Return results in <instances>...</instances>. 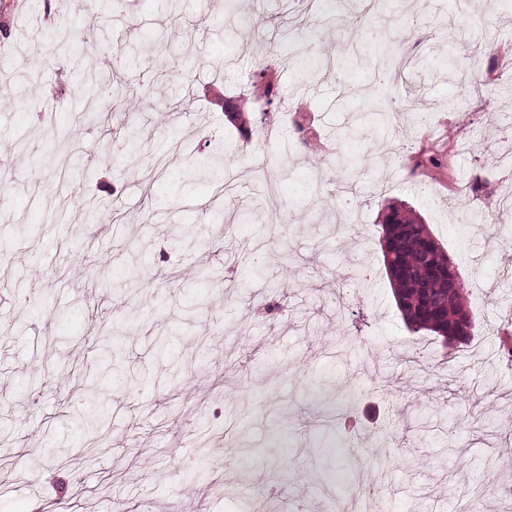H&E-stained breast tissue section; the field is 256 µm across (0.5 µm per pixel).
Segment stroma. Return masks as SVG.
<instances>
[{
	"label": "stroma",
	"instance_id": "stroma-1",
	"mask_svg": "<svg viewBox=\"0 0 512 512\" xmlns=\"http://www.w3.org/2000/svg\"><path fill=\"white\" fill-rule=\"evenodd\" d=\"M78 3L53 0L45 16L0 0V158L16 169L0 186V512H241L272 485L301 493L285 512H512V470L498 463L512 448V370L496 337L512 318V225L492 240L472 214L496 208L472 188L494 186L498 157L512 152V80L479 97L455 91L461 44L512 59V11L471 0L466 18L453 0H393L378 25L413 54L395 77L362 49L358 0H319L312 14L295 0H240L232 43L200 0L175 11L128 0L120 14ZM424 13L442 15L440 28L417 23ZM60 20L101 52L61 61L40 38ZM283 24L321 37L345 79L284 65ZM88 68L124 88L95 130L75 112L85 91L74 77ZM263 68L280 92L264 110L251 98ZM365 97L414 110L348 141ZM230 112L252 125L251 141ZM41 114L67 130L56 148L75 161L68 176L39 164ZM302 116L314 147L294 130ZM218 143L237 207H252L269 175L287 180L262 223H220L216 185L186 177ZM339 154L358 159L349 194L329 164ZM392 202L456 264L476 322L469 346L446 354L406 327L380 244ZM350 253L362 256V298L340 309ZM109 323L124 330L118 374L97 346ZM88 388L111 442L93 456L71 419ZM320 388L350 403L351 428L310 427ZM320 442L340 447L330 482ZM460 469L473 480L493 471L497 493L460 498Z\"/></svg>",
	"mask_w": 512,
	"mask_h": 512
}]
</instances>
